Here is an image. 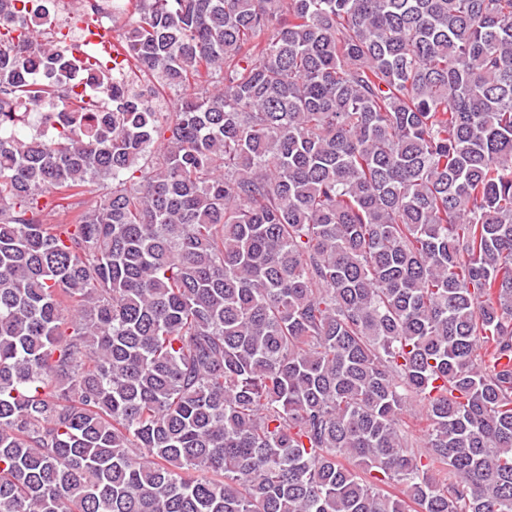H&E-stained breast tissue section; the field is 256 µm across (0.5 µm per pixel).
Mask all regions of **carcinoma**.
<instances>
[{"instance_id": "obj_1", "label": "carcinoma", "mask_w": 512, "mask_h": 512, "mask_svg": "<svg viewBox=\"0 0 512 512\" xmlns=\"http://www.w3.org/2000/svg\"><path fill=\"white\" fill-rule=\"evenodd\" d=\"M19 2L0 512H512V0Z\"/></svg>"}]
</instances>
